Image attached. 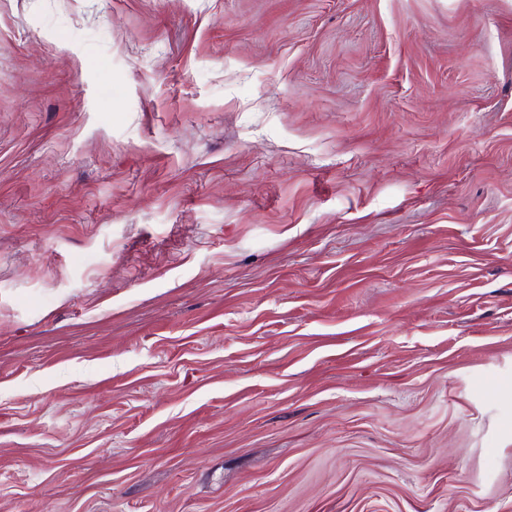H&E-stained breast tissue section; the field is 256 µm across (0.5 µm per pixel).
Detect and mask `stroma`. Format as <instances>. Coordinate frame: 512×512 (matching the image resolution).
I'll return each mask as SVG.
<instances>
[{
    "mask_svg": "<svg viewBox=\"0 0 512 512\" xmlns=\"http://www.w3.org/2000/svg\"><path fill=\"white\" fill-rule=\"evenodd\" d=\"M0 512H512V0H0Z\"/></svg>",
    "mask_w": 512,
    "mask_h": 512,
    "instance_id": "35a3bbf8",
    "label": "stroma"
}]
</instances>
